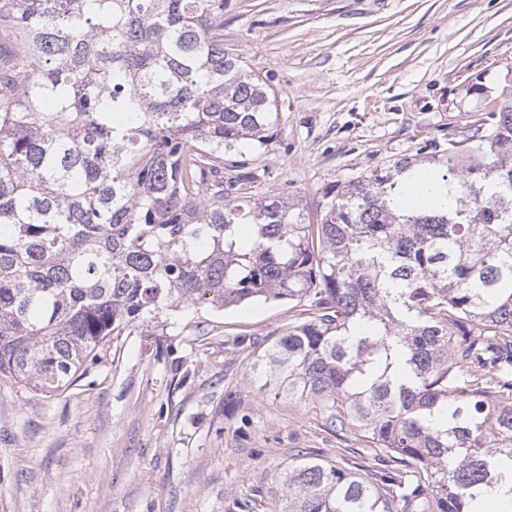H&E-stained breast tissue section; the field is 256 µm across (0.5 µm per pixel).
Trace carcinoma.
<instances>
[{
  "instance_id": "obj_1",
  "label": "carcinoma",
  "mask_w": 512,
  "mask_h": 512,
  "mask_svg": "<svg viewBox=\"0 0 512 512\" xmlns=\"http://www.w3.org/2000/svg\"><path fill=\"white\" fill-rule=\"evenodd\" d=\"M224 2L0 0V374L63 391L165 311L286 301L251 385L318 400L372 465L299 450L275 512H474L512 484V97L325 187L309 224L248 196L257 175L224 178L279 124L224 51ZM423 162L448 202L407 212Z\"/></svg>"
}]
</instances>
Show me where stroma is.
<instances>
[{
    "label": "stroma",
    "instance_id": "1",
    "mask_svg": "<svg viewBox=\"0 0 512 512\" xmlns=\"http://www.w3.org/2000/svg\"><path fill=\"white\" fill-rule=\"evenodd\" d=\"M224 48L280 116L240 158L256 194L302 199L446 143L512 92V0H226ZM284 302H200L109 337L68 389L0 375V512H240L288 455L362 461L313 399L249 384Z\"/></svg>",
    "mask_w": 512,
    "mask_h": 512
}]
</instances>
